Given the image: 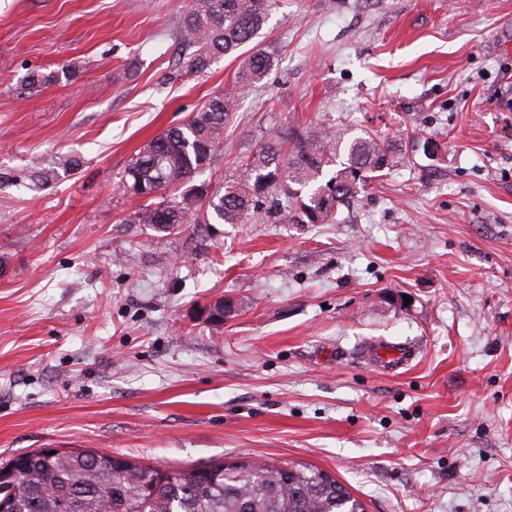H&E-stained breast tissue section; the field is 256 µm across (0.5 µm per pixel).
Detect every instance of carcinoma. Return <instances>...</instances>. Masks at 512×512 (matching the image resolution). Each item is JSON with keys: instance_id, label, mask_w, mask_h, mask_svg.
<instances>
[{"instance_id": "cac0c4a2", "label": "carcinoma", "mask_w": 512, "mask_h": 512, "mask_svg": "<svg viewBox=\"0 0 512 512\" xmlns=\"http://www.w3.org/2000/svg\"><path fill=\"white\" fill-rule=\"evenodd\" d=\"M276 0H185L175 41L180 70L202 74L220 58L241 57L224 92L209 97L183 124L152 138L130 156L123 191L141 201L124 220L158 237L212 224H342L368 180L409 159L408 144L338 127L272 126L244 155L242 175L214 185L203 178L215 162L240 91L261 83L278 60L263 44ZM75 68L32 70L39 88L72 78ZM75 156L34 161L30 181L43 188ZM0 512H365L336 478L299 461L202 464L181 469L118 460L80 448L25 452L0 463Z\"/></svg>"}]
</instances>
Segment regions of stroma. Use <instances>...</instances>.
<instances>
[{
  "instance_id": "obj_1",
  "label": "stroma",
  "mask_w": 512,
  "mask_h": 512,
  "mask_svg": "<svg viewBox=\"0 0 512 512\" xmlns=\"http://www.w3.org/2000/svg\"><path fill=\"white\" fill-rule=\"evenodd\" d=\"M214 184L278 125L398 139L355 222L157 238L118 189L237 65L175 75L182 0H0V462L84 448L325 470L366 512H512V0H277ZM76 66L34 90L30 70ZM232 309L222 327L206 304ZM407 343L395 374L364 352ZM80 165L75 156L57 157L55 160L32 161L29 180L38 189L43 188L57 179L58 169L74 170Z\"/></svg>"
}]
</instances>
